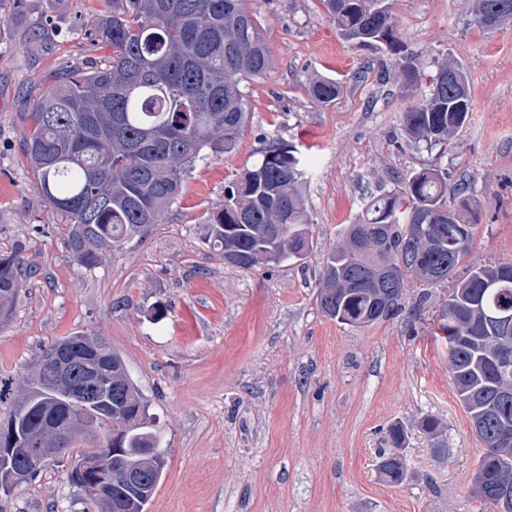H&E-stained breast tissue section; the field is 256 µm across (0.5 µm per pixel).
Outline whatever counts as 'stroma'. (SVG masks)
<instances>
[{"label": "stroma", "instance_id": "obj_1", "mask_svg": "<svg viewBox=\"0 0 512 512\" xmlns=\"http://www.w3.org/2000/svg\"><path fill=\"white\" fill-rule=\"evenodd\" d=\"M272 67L247 86L250 112L232 153L197 162L163 223L80 266L43 200L23 136L33 102L69 67L102 66L110 48L80 26L112 0H0V252L21 246L36 274L0 320V375H30L59 339L102 338L124 360L167 450L145 512H491L471 493L484 448L448 372L433 320L444 285L409 282L401 313L351 327L322 315L318 257L241 269L206 239L204 219L266 141L303 156L304 203L321 251L341 241L371 197L423 168L474 184L470 264L512 260V23L487 31L474 0H392L403 50L419 66L461 63L473 112L449 150L402 131L412 98L399 54L347 41L321 0H247ZM320 77L341 94L315 104ZM163 308L156 316L155 308ZM441 423L434 454L419 428ZM401 423L408 481L376 469ZM69 462L45 465L0 499V512H98L79 500Z\"/></svg>", "mask_w": 512, "mask_h": 512}]
</instances>
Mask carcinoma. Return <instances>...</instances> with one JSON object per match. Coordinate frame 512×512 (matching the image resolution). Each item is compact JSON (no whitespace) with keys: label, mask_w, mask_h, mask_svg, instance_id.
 Wrapping results in <instances>:
<instances>
[{"label":"carcinoma","mask_w":512,"mask_h":512,"mask_svg":"<svg viewBox=\"0 0 512 512\" xmlns=\"http://www.w3.org/2000/svg\"><path fill=\"white\" fill-rule=\"evenodd\" d=\"M343 34L363 45L376 43L398 52L390 0H322ZM496 0H475L474 23L494 30L512 14L488 19ZM112 14L84 30L87 39L112 48L105 67L61 71L33 104L32 127L24 133L30 167L46 203L69 225L73 259L94 268L104 253L162 223L178 199L183 178L207 156H222L237 146L249 102L244 83L272 65L256 18L245 0H113ZM404 85L423 84L428 95L400 114L405 134L432 150L447 144L472 110L459 109L448 74L469 84L461 64L447 61L427 72L413 56H403ZM341 82L316 80L310 96L326 105L341 92ZM297 148L273 140L261 160L226 188L224 208L206 218L207 235L223 253L251 269L260 263L303 261L315 252L314 229L300 191L302 170ZM471 184L448 190V178L436 169L413 173L398 189L367 202L359 219L347 225L342 243L322 260L316 298L321 313L352 327L384 321L398 312L412 279L452 283L439 314L435 337L448 349V371L472 429L484 445L473 494L496 512H512V379L501 376L503 344L484 315L512 311V261L457 271L471 250L476 213L468 204ZM430 225L427 239L410 246L414 225ZM30 270L20 250L0 253V310L26 284ZM64 347L76 363L74 376H61L44 357ZM93 388L99 402L83 407L68 402L72 387ZM14 433L15 454L3 460L27 465L32 440L50 425H69L73 438L100 432L109 460L122 451L132 467L145 469L139 492L112 485L110 499L126 512H144L165 467L162 435L128 378L121 356L97 336L78 334L54 343L39 357L35 372L22 381L0 378V406ZM421 430L444 448L439 421L421 420ZM386 482L406 481L401 457L380 455Z\"/></svg>","instance_id":"obj_1"}]
</instances>
